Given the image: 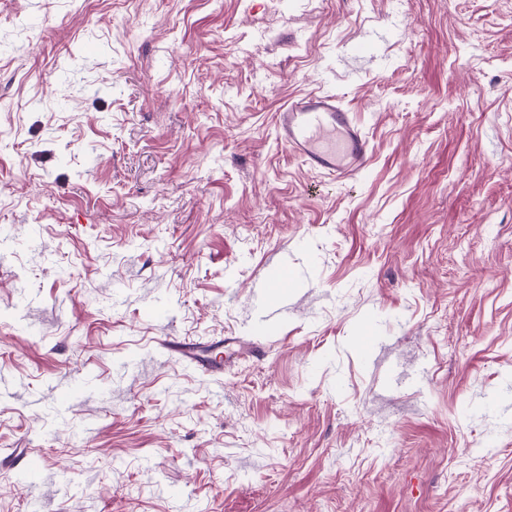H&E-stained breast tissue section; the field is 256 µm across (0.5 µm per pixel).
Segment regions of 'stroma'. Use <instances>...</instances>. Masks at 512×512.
<instances>
[{
    "label": "stroma",
    "instance_id": "1",
    "mask_svg": "<svg viewBox=\"0 0 512 512\" xmlns=\"http://www.w3.org/2000/svg\"><path fill=\"white\" fill-rule=\"evenodd\" d=\"M314 92L352 179L277 138ZM14 448L0 512H512V0H0ZM274 123L279 141L312 171L348 180L366 166L368 138L336 95L292 99L275 113ZM290 280L285 273H281L276 280L268 283L264 288H268L266 293V306L274 309L282 304L288 296ZM235 346H238V349H233ZM224 347H227L229 351L226 358L223 355L220 357L212 356V352L216 348ZM166 349L179 362L211 374L223 372L224 367L232 366L235 359L241 355L259 356L258 350L244 348L239 343L238 338L233 336H227L211 343L172 341ZM17 457H19L16 465L19 478L28 482H36L42 478L44 461L41 455L23 449Z\"/></svg>",
    "mask_w": 512,
    "mask_h": 512
}]
</instances>
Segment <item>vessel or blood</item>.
Instances as JSON below:
<instances>
[{
  "label": "vessel or blood",
  "instance_id": "vessel-or-blood-1",
  "mask_svg": "<svg viewBox=\"0 0 512 512\" xmlns=\"http://www.w3.org/2000/svg\"><path fill=\"white\" fill-rule=\"evenodd\" d=\"M274 123L279 141L312 171L348 180L368 161V138L338 96L301 95L276 112ZM238 344L236 337L227 336L215 343L173 341L167 350L179 362L214 374L232 366L240 355ZM43 470L41 455L26 449L20 452L19 478L35 482Z\"/></svg>",
  "mask_w": 512,
  "mask_h": 512
}]
</instances>
